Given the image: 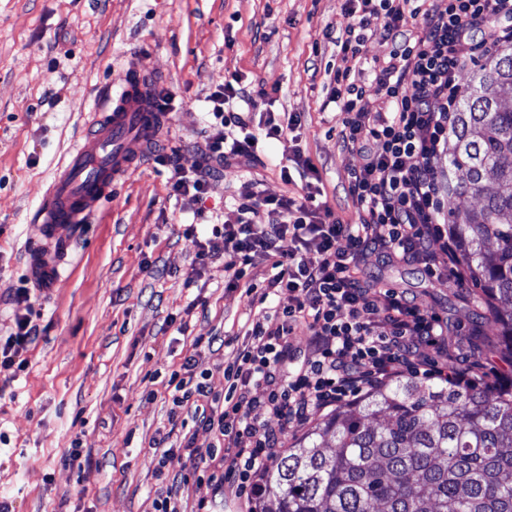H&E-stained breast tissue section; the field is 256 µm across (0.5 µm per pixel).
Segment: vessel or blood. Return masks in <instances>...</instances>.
Here are the masks:
<instances>
[{
	"mask_svg": "<svg viewBox=\"0 0 512 512\" xmlns=\"http://www.w3.org/2000/svg\"><path fill=\"white\" fill-rule=\"evenodd\" d=\"M157 78L129 67L122 83L105 89L101 107L90 113L89 130L67 153L45 190L30 249L35 280L56 286L60 274L48 252L67 254L81 224L112 194L113 184L140 162L146 145L166 117L156 105Z\"/></svg>",
	"mask_w": 512,
	"mask_h": 512,
	"instance_id": "vessel-or-blood-1",
	"label": "vessel or blood"
}]
</instances>
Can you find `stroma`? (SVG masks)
<instances>
[{
    "label": "stroma",
    "mask_w": 512,
    "mask_h": 512,
    "mask_svg": "<svg viewBox=\"0 0 512 512\" xmlns=\"http://www.w3.org/2000/svg\"><path fill=\"white\" fill-rule=\"evenodd\" d=\"M343 0H0V336L16 314L31 311L41 337L25 371L0 365V500L10 512H153L170 478L190 474L185 450L161 456L155 437L171 428L164 383L196 355L215 393L254 317L245 289L266 281L264 265L238 285L224 283V264L193 273L194 224L209 235L214 216L232 209L251 182L267 195L297 193L280 176L283 146L268 143L249 171L224 169L212 183L203 215L169 194L170 172L146 161L118 182L68 255L58 288H36L31 308L9 303L29 275L31 218L69 146L128 64L163 76L173 94L162 153L182 150L191 164L203 143L206 98L226 77L254 93L237 102L244 118L299 115L297 146L319 168L337 216L356 222L346 187L358 153L337 146L339 117L324 104L335 70L360 78L374 109L382 99L369 71L393 43L381 27L360 55L338 52L326 30H341ZM87 91L84 111L69 101L74 84ZM368 278L397 289L448 322V356H487L484 337L498 336L483 318L478 292L423 264L366 253ZM186 331H179V322ZM207 346L193 349L196 337ZM79 440L83 456L72 461Z\"/></svg>",
    "instance_id": "35a3bbf8"
}]
</instances>
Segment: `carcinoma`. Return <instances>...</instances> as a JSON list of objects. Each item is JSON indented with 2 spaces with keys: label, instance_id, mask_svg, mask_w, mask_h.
Returning <instances> with one entry per match:
<instances>
[{
  "label": "carcinoma",
  "instance_id": "carcinoma-1",
  "mask_svg": "<svg viewBox=\"0 0 512 512\" xmlns=\"http://www.w3.org/2000/svg\"><path fill=\"white\" fill-rule=\"evenodd\" d=\"M471 82L448 131V196L484 202L448 208V231L512 366V110L498 101L512 90V52L477 63ZM263 484L279 490L274 512H512V392L449 377L371 389L303 435Z\"/></svg>",
  "mask_w": 512,
  "mask_h": 512
}]
</instances>
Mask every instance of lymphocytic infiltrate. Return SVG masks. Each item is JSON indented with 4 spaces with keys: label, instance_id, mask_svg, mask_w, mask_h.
<instances>
[{
    "label": "lymphocytic infiltrate",
    "instance_id": "1",
    "mask_svg": "<svg viewBox=\"0 0 512 512\" xmlns=\"http://www.w3.org/2000/svg\"><path fill=\"white\" fill-rule=\"evenodd\" d=\"M346 27L336 37L342 54L359 55L372 27L382 26L394 49L370 71L388 109L372 110L358 80L335 72L327 93L341 114L337 144L359 153L362 163L348 175V194L357 221L336 217L317 180V167L300 151L291 159L309 174L300 192L270 197L242 194L210 238L197 242L195 265L206 268L216 257L213 240L224 243V276L237 284L247 267L266 264V285L249 293L268 299L287 289L292 304L262 307L232 365L224 372V396L213 394L195 356L185 357L169 379L174 407L200 406L201 423L213 431L219 449L180 443L197 462L200 478L259 495L258 476L272 464L282 435L306 424L316 413L338 406L363 389L420 369L451 374L466 384L481 379L512 387V369L477 359L451 370L439 367L448 325L394 289L363 276V254L377 251L390 260L419 262L433 274L462 279L458 239L442 227V174L438 156L448 146V131L458 108V86L475 56L494 57L512 45V0H448L437 11L422 0H344ZM416 21L405 29L404 15ZM246 90L239 77L216 87L208 97V130L191 166L179 152L160 156L171 169L170 194L198 205L207 197L214 173L260 161V145L287 141L300 126L298 115L275 117L250 130L233 110ZM292 249L282 251V241ZM438 250H431V242ZM309 331L308 350L297 355L290 338L297 326Z\"/></svg>",
    "mask_w": 512,
    "mask_h": 512
}]
</instances>
